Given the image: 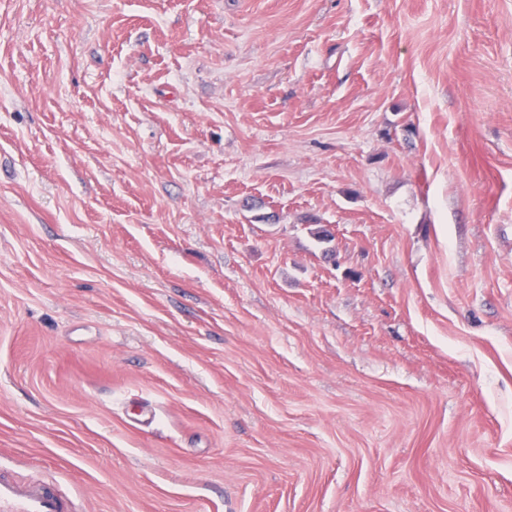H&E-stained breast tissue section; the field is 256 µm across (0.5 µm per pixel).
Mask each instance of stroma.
Listing matches in <instances>:
<instances>
[{
    "label": "stroma",
    "instance_id": "stroma-1",
    "mask_svg": "<svg viewBox=\"0 0 512 512\" xmlns=\"http://www.w3.org/2000/svg\"><path fill=\"white\" fill-rule=\"evenodd\" d=\"M0 457L512 512V0H0Z\"/></svg>",
    "mask_w": 512,
    "mask_h": 512
}]
</instances>
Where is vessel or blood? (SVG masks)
Listing matches in <instances>:
<instances>
[{
  "instance_id": "b4317fda",
  "label": "vessel or blood",
  "mask_w": 512,
  "mask_h": 512,
  "mask_svg": "<svg viewBox=\"0 0 512 512\" xmlns=\"http://www.w3.org/2000/svg\"><path fill=\"white\" fill-rule=\"evenodd\" d=\"M79 504L49 481H28L0 462V512H79Z\"/></svg>"
}]
</instances>
